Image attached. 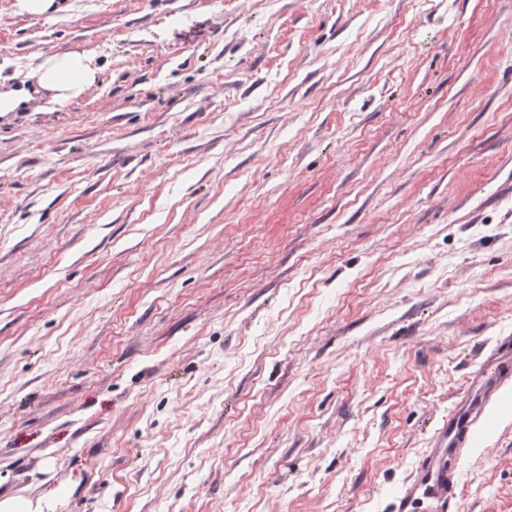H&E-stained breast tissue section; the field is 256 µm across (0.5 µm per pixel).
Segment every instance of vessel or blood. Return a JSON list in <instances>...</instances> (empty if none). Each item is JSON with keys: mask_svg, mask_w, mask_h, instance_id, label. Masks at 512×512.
I'll return each mask as SVG.
<instances>
[{"mask_svg": "<svg viewBox=\"0 0 512 512\" xmlns=\"http://www.w3.org/2000/svg\"><path fill=\"white\" fill-rule=\"evenodd\" d=\"M512 380V336L500 338L486 355V368L460 397L455 411L437 431L433 446L413 481L401 492L395 512H458L453 462L470 444L471 434L491 400Z\"/></svg>", "mask_w": 512, "mask_h": 512, "instance_id": "b4317fda", "label": "vessel or blood"}]
</instances>
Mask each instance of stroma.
<instances>
[{"mask_svg":"<svg viewBox=\"0 0 512 512\" xmlns=\"http://www.w3.org/2000/svg\"><path fill=\"white\" fill-rule=\"evenodd\" d=\"M20 88L0 496L394 512L512 336V0H0ZM459 465L460 512H512V383ZM18 12L32 18L47 17L59 10L56 0H18ZM92 57L79 52L58 53L45 59L40 69V85L68 99L82 93L93 74Z\"/></svg>","mask_w":512,"mask_h":512,"instance_id":"1","label":"stroma"}]
</instances>
